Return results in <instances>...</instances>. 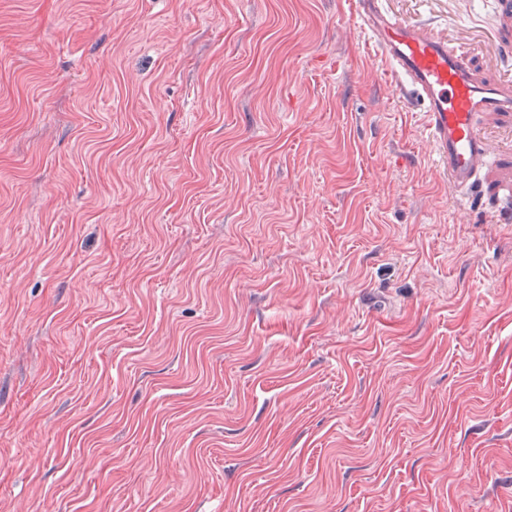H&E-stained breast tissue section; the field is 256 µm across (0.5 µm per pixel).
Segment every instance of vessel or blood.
I'll use <instances>...</instances> for the list:
<instances>
[{"instance_id":"b4317fda","label":"vessel or blood","mask_w":512,"mask_h":512,"mask_svg":"<svg viewBox=\"0 0 512 512\" xmlns=\"http://www.w3.org/2000/svg\"><path fill=\"white\" fill-rule=\"evenodd\" d=\"M408 103H421L434 159L455 198L478 191L498 154L476 124L482 112H512V81L479 82L459 48L428 24H410L384 0H350Z\"/></svg>"}]
</instances>
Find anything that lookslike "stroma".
<instances>
[{"mask_svg": "<svg viewBox=\"0 0 512 512\" xmlns=\"http://www.w3.org/2000/svg\"><path fill=\"white\" fill-rule=\"evenodd\" d=\"M424 125L347 0H0V512H505L512 117Z\"/></svg>", "mask_w": 512, "mask_h": 512, "instance_id": "1", "label": "stroma"}]
</instances>
